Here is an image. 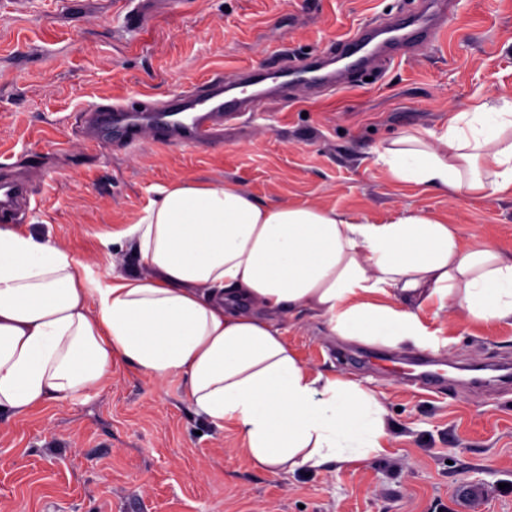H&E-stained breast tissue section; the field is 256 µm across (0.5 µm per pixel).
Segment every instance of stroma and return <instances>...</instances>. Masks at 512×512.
Instances as JSON below:
<instances>
[{"instance_id":"35a3bbf8","label":"stroma","mask_w":512,"mask_h":512,"mask_svg":"<svg viewBox=\"0 0 512 512\" xmlns=\"http://www.w3.org/2000/svg\"><path fill=\"white\" fill-rule=\"evenodd\" d=\"M401 0H174L144 30L116 0H0V180L23 179L29 205L0 225L31 224L96 273L145 272L130 250L102 247L185 178L235 181L265 200L312 202L384 219L424 209L512 251V199L473 201L394 184L372 151L408 127L512 94V0H457L431 46L347 87L292 105L268 95L201 148L100 151L81 140V110L242 67L265 76L319 54ZM448 383L424 390L401 373L415 354L284 322L298 359L383 395L393 429L380 457L351 470L272 476L252 469L233 430L197 416L182 382L117 364L87 398L27 415L0 412V512H512V323L426 315Z\"/></svg>"}]
</instances>
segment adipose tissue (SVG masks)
Listing matches in <instances>:
<instances>
[{
  "label": "adipose tissue",
  "instance_id": "obj_1",
  "mask_svg": "<svg viewBox=\"0 0 512 512\" xmlns=\"http://www.w3.org/2000/svg\"><path fill=\"white\" fill-rule=\"evenodd\" d=\"M374 163L397 184L472 200L512 197V96L400 132ZM148 271L95 275L51 235L0 225V409L74 402L123 362L176 376L194 412L232 426L258 470H342L385 453L390 411L361 381L302 363L278 320L436 350L426 311L512 320V251L464 239L431 212L374 221L181 180L122 232Z\"/></svg>",
  "mask_w": 512,
  "mask_h": 512
}]
</instances>
